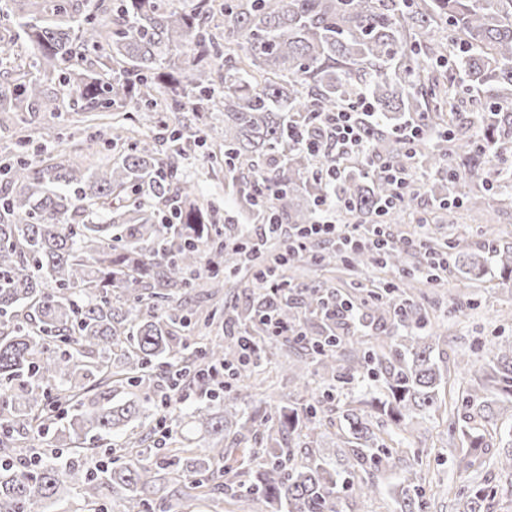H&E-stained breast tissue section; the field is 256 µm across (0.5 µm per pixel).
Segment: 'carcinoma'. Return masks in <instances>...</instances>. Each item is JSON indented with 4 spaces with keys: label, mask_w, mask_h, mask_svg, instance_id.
I'll use <instances>...</instances> for the list:
<instances>
[{
    "label": "carcinoma",
    "mask_w": 512,
    "mask_h": 512,
    "mask_svg": "<svg viewBox=\"0 0 512 512\" xmlns=\"http://www.w3.org/2000/svg\"><path fill=\"white\" fill-rule=\"evenodd\" d=\"M100 11L112 25L90 17ZM0 15L32 52L12 53L0 112L55 111L43 88L55 80L71 111L112 112L114 151L101 167L36 170L15 157L0 166V512H46L61 498L81 512H108L114 498L120 512H193L215 492L249 512H338L341 498L372 500L390 467L398 512H431L413 420L440 410L460 442L453 504L497 512L512 500V442L489 454L512 409V341L459 354L454 366L470 379L448 404V369L418 333L426 314L408 283L435 271L399 243L345 259L352 271L383 266L407 280L350 298L375 331L369 345L344 330L336 292L314 288L297 303L240 276L242 254L181 176L187 150L210 140L243 208L263 189L259 219L311 224L327 186L296 133L350 107L366 153L336 183L341 221L403 223L413 196L380 211L394 190L379 169L410 154L447 173L430 186L440 200L512 203L508 184L460 176L489 153L512 166V0H5ZM467 99L472 118L459 122ZM129 106L168 120L131 124ZM214 110L223 124L186 122ZM406 117L420 130L412 145L398 136ZM490 254L511 278L512 249ZM450 255L462 272L484 267L482 255ZM308 263L304 254L269 272L286 288L288 269ZM244 280L254 295L245 307L202 315L175 297ZM217 314L254 338L261 364L298 377L303 406L251 398L260 369L240 359L238 337L195 330ZM269 314L298 335L270 336ZM208 365L231 369L230 385L215 388ZM190 386L213 402L189 414L186 432L160 420L144 450L134 423ZM51 430L48 447H34ZM196 432L211 438L200 455ZM331 433L333 455L322 446Z\"/></svg>",
    "instance_id": "cac0c4a2"
}]
</instances>
